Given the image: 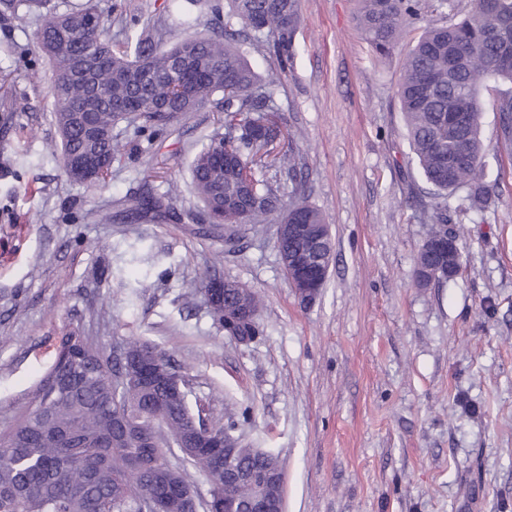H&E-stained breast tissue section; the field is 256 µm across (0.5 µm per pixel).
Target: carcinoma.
I'll return each instance as SVG.
<instances>
[{"instance_id":"1","label":"carcinoma","mask_w":512,"mask_h":512,"mask_svg":"<svg viewBox=\"0 0 512 512\" xmlns=\"http://www.w3.org/2000/svg\"><path fill=\"white\" fill-rule=\"evenodd\" d=\"M49 0H0V18L24 11L40 24L36 42L51 70L49 93L60 138V160L68 177L94 191L106 184L121 144L115 123L129 119L125 106L136 105L141 127L167 124L177 113L209 106L224 113V130H215L190 167L191 184L203 211L220 224H309L330 236L321 211L304 201L283 199L266 177L263 158L290 141L272 118L270 91L279 81L262 78L240 51L230 30H195L194 8L203 0H165L169 25L189 34L169 44L144 26L112 41V15L95 0L60 11ZM266 36L280 67L293 54L292 38L302 22L300 0H224L213 5ZM440 12L448 23L424 26L425 13ZM357 21L366 40L388 52L404 32L420 31L406 54L397 86L406 135L419 170L430 187L424 210L431 229L418 254L415 279L428 287L442 271L461 261L435 250L429 241L448 223V197L466 191V213L483 212L492 203L482 162L479 95L493 93V109L504 133L512 134V0H470L458 17L456 0H358ZM91 160L97 171L76 172ZM145 215L159 212L148 192L132 198ZM283 267L297 249L283 233L276 243ZM219 322L228 317L239 336H255L258 295L236 281H224ZM128 377L153 364L164 374L171 358L148 342L125 345ZM112 370L108 355L78 331L61 341L51 370L39 382L28 407L6 432H0V512H185L186 500L198 512H211L216 494L239 503L257 487L249 481L224 485V449L182 448L181 441L202 411H193L187 391L131 385L122 394V420L112 417ZM166 439L179 446L141 448L138 436ZM237 466L244 471L281 466L271 449L239 445ZM202 474L209 489L202 494L194 479Z\"/></svg>"}]
</instances>
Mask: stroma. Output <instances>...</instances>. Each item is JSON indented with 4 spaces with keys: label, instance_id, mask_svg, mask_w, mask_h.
Returning <instances> with one entry per match:
<instances>
[{
    "label": "stroma",
    "instance_id": "35a3bbf8",
    "mask_svg": "<svg viewBox=\"0 0 512 512\" xmlns=\"http://www.w3.org/2000/svg\"><path fill=\"white\" fill-rule=\"evenodd\" d=\"M163 0H99L112 38L143 24L165 40ZM303 22L272 104L293 138L301 173H278L331 226L335 261L319 297L303 304L276 248V224L224 229L192 219L190 163L218 126L210 108L139 129L105 188L63 173L46 78L23 15L0 22V431L12 427L77 329L98 346L139 339L176 362L190 405L221 420L248 413L242 433L274 449L285 512H512V139L481 91L484 162L494 194L482 213L448 199L459 272L419 287L427 185L396 97L407 32L390 54L365 40L357 0H301ZM181 187L168 199V182ZM164 212L141 216L143 188ZM112 214L97 223L95 211ZM231 279L257 292L260 334L225 336L187 282Z\"/></svg>",
    "mask_w": 512,
    "mask_h": 512
}]
</instances>
